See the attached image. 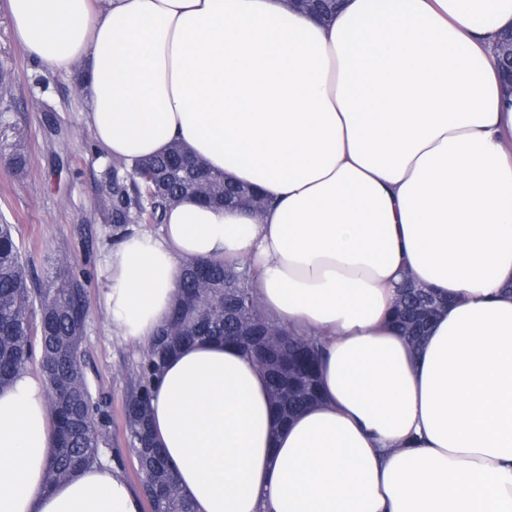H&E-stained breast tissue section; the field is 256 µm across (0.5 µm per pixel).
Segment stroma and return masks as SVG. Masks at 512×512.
Listing matches in <instances>:
<instances>
[{"instance_id":"35a3bbf8","label":"stroma","mask_w":512,"mask_h":512,"mask_svg":"<svg viewBox=\"0 0 512 512\" xmlns=\"http://www.w3.org/2000/svg\"><path fill=\"white\" fill-rule=\"evenodd\" d=\"M0 77L10 84L0 98V224L16 227L32 287H42L54 259L67 256L90 304L83 353L93 393L106 396L112 430L106 456L122 455L124 477L138 488L137 462L125 441L123 408L131 375L145 348L126 341L99 304L105 253L113 231L112 183L130 168L100 150L85 121L88 100L75 73L34 61L0 11ZM29 163L16 170L11 145Z\"/></svg>"}]
</instances>
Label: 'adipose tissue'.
I'll list each match as a JSON object with an SVG mask.
<instances>
[{
	"label": "adipose tissue",
	"mask_w": 512,
	"mask_h": 512,
	"mask_svg": "<svg viewBox=\"0 0 512 512\" xmlns=\"http://www.w3.org/2000/svg\"><path fill=\"white\" fill-rule=\"evenodd\" d=\"M15 38L84 67L87 123L135 164L173 141L258 185L261 213L185 198L104 257L100 303L144 343L186 260L255 274L265 313L324 344V399L273 428L266 375L202 340L166 363L151 426L194 512H512V0H0ZM450 298L421 351L403 277ZM41 373L0 390V512H141L102 463L46 487Z\"/></svg>",
	"instance_id": "ef3b65f1"
}]
</instances>
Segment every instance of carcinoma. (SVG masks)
Segmentation results:
<instances>
[{
  "label": "carcinoma",
  "mask_w": 512,
  "mask_h": 512,
  "mask_svg": "<svg viewBox=\"0 0 512 512\" xmlns=\"http://www.w3.org/2000/svg\"><path fill=\"white\" fill-rule=\"evenodd\" d=\"M187 149L174 144L149 157L148 172L130 174L116 184L112 211L131 224H160L166 207L203 188L215 192L208 203L247 206L258 200L255 188L224 181V174L189 162ZM240 288H224L239 271L221 261L191 260L183 268L171 316L155 335L137 365L125 404L126 443L136 458L141 493L154 512H193L161 449L152 447L149 408L155 382L168 357L179 347L203 339L230 342L249 330L250 347H241L267 375L279 420L287 422L319 397V346L315 338L288 331L261 309L254 275ZM437 309L435 295L406 282L400 288L395 321L417 348ZM89 315L83 282L60 262L45 287L33 288L12 224H0V389L39 357L46 379L47 407L54 443L46 471L50 486L66 481L84 467L100 463L112 430V412L104 396L93 395L85 373L82 343ZM277 335L288 342L272 353L264 340Z\"/></svg>",
  "instance_id": "obj_1"
}]
</instances>
